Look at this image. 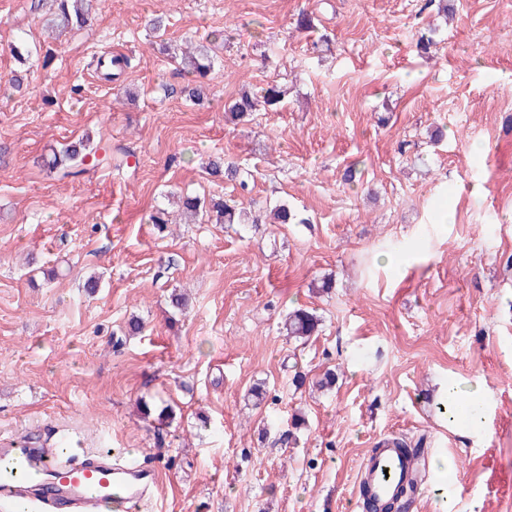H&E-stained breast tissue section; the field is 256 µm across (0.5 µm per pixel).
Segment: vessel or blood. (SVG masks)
Returning a JSON list of instances; mask_svg holds the SVG:
<instances>
[{
    "label": "vessel or blood",
    "mask_w": 512,
    "mask_h": 512,
    "mask_svg": "<svg viewBox=\"0 0 512 512\" xmlns=\"http://www.w3.org/2000/svg\"><path fill=\"white\" fill-rule=\"evenodd\" d=\"M419 474V462L385 447L363 462L361 478L385 499ZM156 482L154 468L120 465L109 450L66 458L55 441L35 448L26 439L0 448V499L24 512H143Z\"/></svg>",
    "instance_id": "1"
}]
</instances>
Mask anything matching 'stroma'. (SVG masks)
Returning <instances> with one entry per match:
<instances>
[{
	"instance_id": "stroma-1",
	"label": "stroma",
	"mask_w": 512,
	"mask_h": 512,
	"mask_svg": "<svg viewBox=\"0 0 512 512\" xmlns=\"http://www.w3.org/2000/svg\"><path fill=\"white\" fill-rule=\"evenodd\" d=\"M447 3L449 19L422 0H96L55 40L31 0H0V79L27 74L0 87V439L147 461V512H356L360 464L390 436L425 450L416 512H512V0ZM155 16L178 48L227 31L203 104L174 94ZM104 50L138 64L104 78ZM270 83L283 108L225 121ZM85 136L126 147L129 168L49 174ZM215 156L248 168V189L211 180ZM186 193L304 221L149 223ZM299 305L322 319L305 343L281 331ZM134 315L144 329L125 335ZM329 368L331 391L292 383ZM452 383L481 427L440 412Z\"/></svg>"
}]
</instances>
